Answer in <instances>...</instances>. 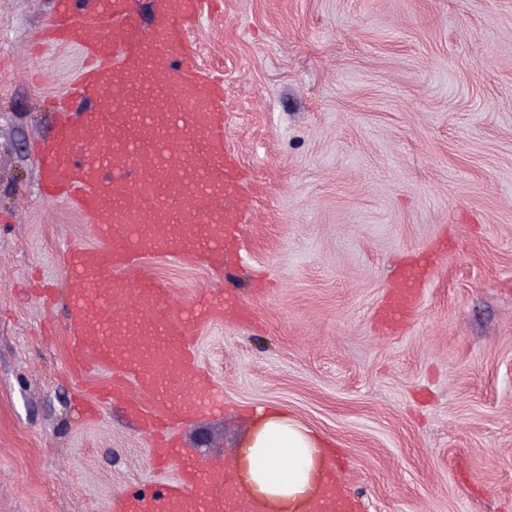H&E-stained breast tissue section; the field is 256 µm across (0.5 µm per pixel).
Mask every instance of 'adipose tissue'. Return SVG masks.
<instances>
[{
  "mask_svg": "<svg viewBox=\"0 0 512 512\" xmlns=\"http://www.w3.org/2000/svg\"><path fill=\"white\" fill-rule=\"evenodd\" d=\"M323 440L293 416L258 410L233 469L250 499L266 512H303L328 467Z\"/></svg>",
  "mask_w": 512,
  "mask_h": 512,
  "instance_id": "1",
  "label": "adipose tissue"
}]
</instances>
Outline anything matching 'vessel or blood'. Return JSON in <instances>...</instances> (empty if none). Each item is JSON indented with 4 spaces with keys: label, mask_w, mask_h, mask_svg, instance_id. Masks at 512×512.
<instances>
[{
    "label": "vessel or blood",
    "mask_w": 512,
    "mask_h": 512,
    "mask_svg": "<svg viewBox=\"0 0 512 512\" xmlns=\"http://www.w3.org/2000/svg\"><path fill=\"white\" fill-rule=\"evenodd\" d=\"M215 2L154 0L158 23L145 32L130 0H93L87 15L78 0H56L48 29L50 43L78 48L84 64L53 102L62 116L40 151V191L95 224L103 240L63 255L68 373L79 381L107 369L135 384L149 403L131 404L129 415L153 438L154 460L179 470L159 491L122 496L112 512H235L241 497L222 465L200 463L175 434L224 408L193 352L198 329L223 321V293L185 307L144 272L134 279V314L114 306L125 293L117 273L132 270L144 249L220 265L249 218L247 176L224 146V80L184 40L186 24ZM425 275L418 263L396 270L398 286L380 308L385 329L415 316ZM354 508L336 488L310 512Z\"/></svg>",
    "instance_id": "1"
}]
</instances>
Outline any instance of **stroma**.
<instances>
[{
    "label": "stroma",
    "instance_id": "1",
    "mask_svg": "<svg viewBox=\"0 0 512 512\" xmlns=\"http://www.w3.org/2000/svg\"><path fill=\"white\" fill-rule=\"evenodd\" d=\"M188 31L224 77L227 145L251 175L231 293L248 319L196 335L224 410L180 426L234 459L258 409L335 448L360 512H512V0H222ZM54 0H0V512H108L174 479L123 402L80 415L66 339L35 284L101 239L36 192L46 100L75 80L38 48ZM436 254L414 319L382 333L392 273ZM174 299L223 286L192 258L138 261Z\"/></svg>",
    "mask_w": 512,
    "mask_h": 512
}]
</instances>
